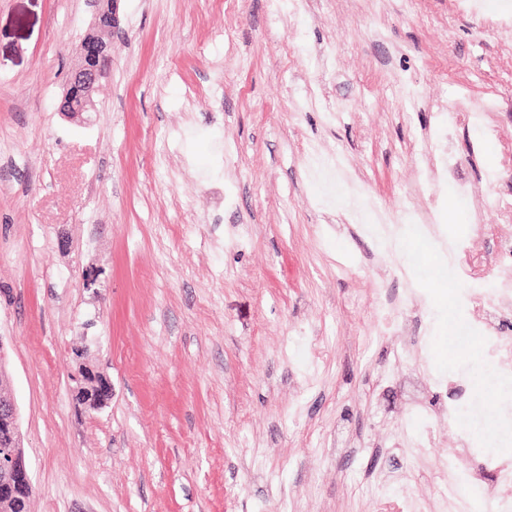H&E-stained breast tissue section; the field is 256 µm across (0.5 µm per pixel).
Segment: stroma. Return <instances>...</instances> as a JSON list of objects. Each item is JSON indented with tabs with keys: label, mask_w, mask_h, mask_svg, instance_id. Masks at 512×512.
Segmentation results:
<instances>
[{
	"label": "stroma",
	"mask_w": 512,
	"mask_h": 512,
	"mask_svg": "<svg viewBox=\"0 0 512 512\" xmlns=\"http://www.w3.org/2000/svg\"><path fill=\"white\" fill-rule=\"evenodd\" d=\"M304 2L112 0L110 71L69 119L94 0H0V360L32 512H452L434 476L471 459L434 380L480 367L453 350L437 238L482 274L512 236V178L480 181L512 171V27L453 0ZM488 98L495 139H430L448 101ZM427 147L477 194L398 237L427 250L410 264L304 171L338 153L383 207L423 210ZM82 361L112 381L101 410L75 401ZM421 408L431 440L406 444Z\"/></svg>",
	"instance_id": "35a3bbf8"
}]
</instances>
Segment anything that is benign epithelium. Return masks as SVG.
<instances>
[{
    "label": "benign epithelium",
    "mask_w": 512,
    "mask_h": 512,
    "mask_svg": "<svg viewBox=\"0 0 512 512\" xmlns=\"http://www.w3.org/2000/svg\"><path fill=\"white\" fill-rule=\"evenodd\" d=\"M112 31V8L98 10L93 28L81 42V51L72 68L60 112L78 117L96 111L93 100L100 80L105 75L104 65L112 60V42L104 35ZM3 342L0 341V512H14L24 507L30 512L33 478L28 466L17 404L8 392L9 376L4 368ZM75 397L78 404L89 410H100L112 398V381L102 372L84 367L76 377Z\"/></svg>",
    "instance_id": "benign-epithelium-1"
}]
</instances>
